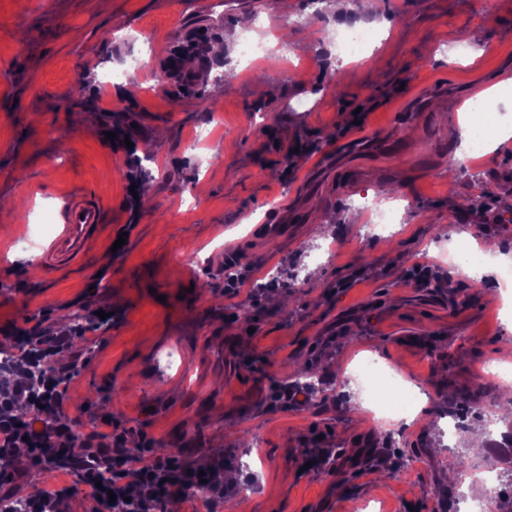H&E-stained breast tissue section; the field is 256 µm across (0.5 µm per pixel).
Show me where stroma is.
<instances>
[{"instance_id": "stroma-1", "label": "stroma", "mask_w": 512, "mask_h": 512, "mask_svg": "<svg viewBox=\"0 0 512 512\" xmlns=\"http://www.w3.org/2000/svg\"><path fill=\"white\" fill-rule=\"evenodd\" d=\"M346 19L302 23L304 0H0V327L66 331L79 305L111 307L103 336L87 332L89 363L68 390L90 435L104 419L130 445L148 441L204 469L211 512H448L441 476L457 455L438 433L461 401L499 402L482 370L512 365V329L485 287L449 277L441 257L463 231L512 240L502 223L512 196V139L482 170L448 174L467 108L444 87L491 94L512 85V0H351ZM374 39L358 59L331 66L343 22ZM205 34L234 71L195 69L175 94L162 75L168 46ZM262 43L266 92L242 72L244 40ZM138 92L115 97L106 67ZM91 82L71 123L73 88ZM360 126L345 129L355 109ZM218 136L190 146L205 119ZM120 128L130 147L108 146ZM401 136L409 151L388 153ZM312 146L297 166L284 157ZM163 166L153 193L133 197L143 149ZM360 176L343 184L337 168ZM70 190L92 194L104 223L82 265L41 258ZM483 194L484 212L457 216ZM395 223L367 233L361 197ZM282 224L270 234L271 223ZM126 242L111 247L118 236ZM296 263L301 282H268ZM245 280L225 285L229 267ZM431 273L429 286L418 270ZM418 382L413 420L383 427L348 378L364 358ZM324 378L303 401L287 398L301 371ZM313 448L333 466L303 469ZM0 478V499L60 491L59 512H88L74 474L24 463Z\"/></svg>"}]
</instances>
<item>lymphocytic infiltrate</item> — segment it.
Segmentation results:
<instances>
[{"label":"lymphocytic infiltrate","mask_w":512,"mask_h":512,"mask_svg":"<svg viewBox=\"0 0 512 512\" xmlns=\"http://www.w3.org/2000/svg\"><path fill=\"white\" fill-rule=\"evenodd\" d=\"M73 340L69 331L16 337L26 365L49 359L55 371L43 377L38 390H30L25 379L0 390V459L10 458L24 447L36 463L62 464L78 472L81 483L92 487L104 512H160L163 501L184 494L191 471L174 456L135 467L134 456L149 453L150 443H141L131 453L124 433L113 430L85 436L77 430L78 420L66 411L65 390L59 383L63 377L75 380L81 370V356L74 351ZM22 399L28 403V413L20 419L14 408ZM105 472L112 476L109 487H97Z\"/></svg>","instance_id":"1"}]
</instances>
